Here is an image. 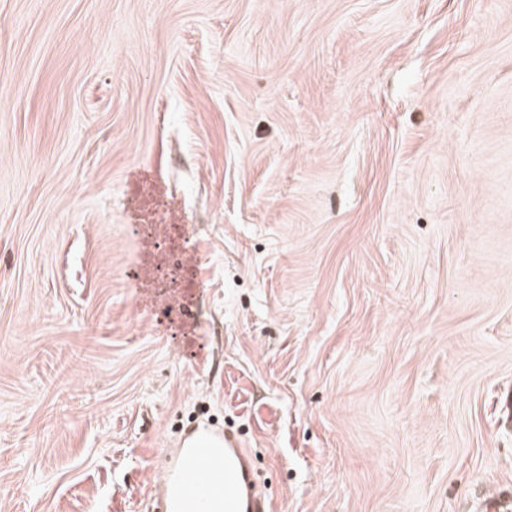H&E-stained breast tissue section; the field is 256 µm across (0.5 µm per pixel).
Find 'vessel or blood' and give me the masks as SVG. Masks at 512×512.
I'll return each instance as SVG.
<instances>
[{"instance_id":"obj_1","label":"vessel or blood","mask_w":512,"mask_h":512,"mask_svg":"<svg viewBox=\"0 0 512 512\" xmlns=\"http://www.w3.org/2000/svg\"><path fill=\"white\" fill-rule=\"evenodd\" d=\"M207 439L164 477L165 512H271L246 449L225 432Z\"/></svg>"}]
</instances>
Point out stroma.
Segmentation results:
<instances>
[{"mask_svg":"<svg viewBox=\"0 0 512 512\" xmlns=\"http://www.w3.org/2000/svg\"><path fill=\"white\" fill-rule=\"evenodd\" d=\"M511 390L512 0H0V512L206 426L273 512H474Z\"/></svg>","mask_w":512,"mask_h":512,"instance_id":"1","label":"stroma"}]
</instances>
